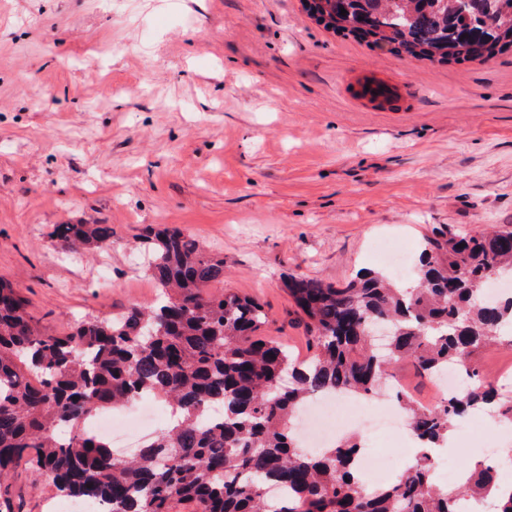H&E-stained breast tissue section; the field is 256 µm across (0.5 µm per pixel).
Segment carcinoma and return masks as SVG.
Segmentation results:
<instances>
[{"label": "carcinoma", "instance_id": "obj_1", "mask_svg": "<svg viewBox=\"0 0 512 512\" xmlns=\"http://www.w3.org/2000/svg\"><path fill=\"white\" fill-rule=\"evenodd\" d=\"M346 3L357 9L351 17L341 15ZM304 4L325 29L411 60L485 63L512 48V0ZM53 236L65 249H102L112 227L58 224ZM142 243L156 299L85 319L64 335L40 326L21 293L0 281V512H16L11 479L23 460L60 495L103 502L109 512H172L175 503L189 512H457L462 491L512 512V492L493 491L494 462L468 470L459 490L439 483L431 453L476 411L512 425V397L477 366L487 348L512 345V294L485 296L492 274L512 275V228H432L412 288L383 268L342 284L288 276L308 334L305 359L259 335L268 322L260 303L210 292L224 280V259L181 228L149 224ZM401 361L425 378L452 364L468 385L434 406L394 392L419 446L396 481L363 486L356 436L302 448L288 427L297 410L317 395L393 392L392 367ZM143 395L180 418L118 458L88 424ZM271 488L282 495L270 497Z\"/></svg>", "mask_w": 512, "mask_h": 512}]
</instances>
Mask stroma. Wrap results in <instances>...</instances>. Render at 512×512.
Segmentation results:
<instances>
[{
  "label": "stroma",
  "instance_id": "obj_1",
  "mask_svg": "<svg viewBox=\"0 0 512 512\" xmlns=\"http://www.w3.org/2000/svg\"><path fill=\"white\" fill-rule=\"evenodd\" d=\"M392 88L391 102L363 96ZM112 242L64 253L59 224ZM175 224L226 291L309 353L285 279L338 283L382 239L512 225V51L433 64L326 30L303 0H0V279L53 332L156 294L138 236ZM481 444L512 448L490 417ZM21 512L65 506L19 467Z\"/></svg>",
  "mask_w": 512,
  "mask_h": 512
}]
</instances>
